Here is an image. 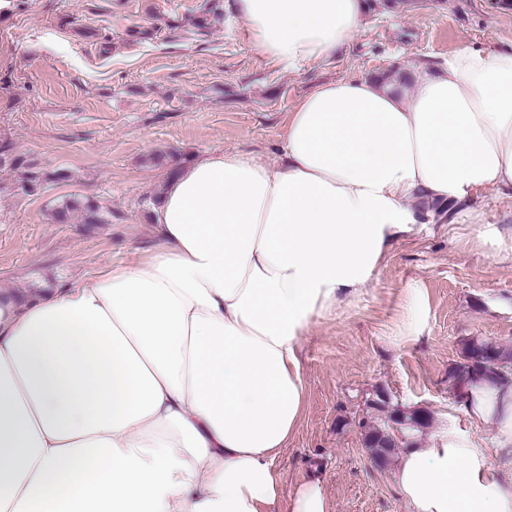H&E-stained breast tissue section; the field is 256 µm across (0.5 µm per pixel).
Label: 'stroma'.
Returning a JSON list of instances; mask_svg holds the SVG:
<instances>
[{
    "label": "stroma",
    "mask_w": 512,
    "mask_h": 512,
    "mask_svg": "<svg viewBox=\"0 0 512 512\" xmlns=\"http://www.w3.org/2000/svg\"><path fill=\"white\" fill-rule=\"evenodd\" d=\"M497 3L394 0L367 14L333 59L290 69L253 54L235 0H10L0 10V149L68 177L29 193L20 171H0V290L48 278L72 285L146 255L155 245L149 203L168 174L155 155L238 152L275 165L289 110L318 85L511 45L512 10ZM72 195L99 200L111 223H55ZM456 211L455 224L418 221L362 293L302 337L305 408L276 462L273 512H291L296 488L310 481L333 512H406L391 479L398 454L379 465L364 445L381 422L370 405L378 394L430 413L416 445L468 427L448 371L468 340L512 349V198L489 189ZM472 211L502 229L498 244L478 241ZM414 283L426 292V325L401 344Z\"/></svg>",
    "instance_id": "1"
}]
</instances>
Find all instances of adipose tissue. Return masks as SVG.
<instances>
[{
	"mask_svg": "<svg viewBox=\"0 0 512 512\" xmlns=\"http://www.w3.org/2000/svg\"><path fill=\"white\" fill-rule=\"evenodd\" d=\"M235 7L252 52L288 68L333 58L367 9ZM282 151L280 166L196 157L150 208V255L0 294V512H270L303 414L302 336L371 282L420 204L512 195V45L418 64L398 90L321 85ZM460 408L468 429L403 451L407 512H512V384H477Z\"/></svg>",
	"mask_w": 512,
	"mask_h": 512,
	"instance_id": "1",
	"label": "adipose tissue"
}]
</instances>
